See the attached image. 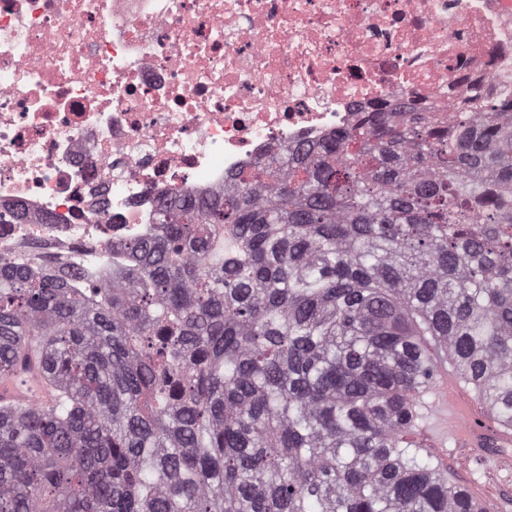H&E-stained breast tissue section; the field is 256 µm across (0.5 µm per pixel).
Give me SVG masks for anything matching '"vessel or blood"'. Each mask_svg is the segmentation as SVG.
Instances as JSON below:
<instances>
[{
    "label": "vessel or blood",
    "instance_id": "obj_1",
    "mask_svg": "<svg viewBox=\"0 0 512 512\" xmlns=\"http://www.w3.org/2000/svg\"><path fill=\"white\" fill-rule=\"evenodd\" d=\"M459 379L455 368L440 367L438 378L430 387L432 400L427 417L437 445L454 443L464 450L459 464L468 461L495 462L497 468L512 467L506 447L512 446V437L485 423L470 405L466 396L458 390ZM43 386L40 378L33 377L19 383L15 380L0 381V397L20 398L32 401L41 398Z\"/></svg>",
    "mask_w": 512,
    "mask_h": 512
}]
</instances>
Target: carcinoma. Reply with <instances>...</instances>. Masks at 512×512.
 Returning a JSON list of instances; mask_svg holds the SVG:
<instances>
[{
	"mask_svg": "<svg viewBox=\"0 0 512 512\" xmlns=\"http://www.w3.org/2000/svg\"><path fill=\"white\" fill-rule=\"evenodd\" d=\"M120 249L0 261V377L51 394L0 401V512H486L403 437L444 359L512 430L508 99L360 112Z\"/></svg>",
	"mask_w": 512,
	"mask_h": 512,
	"instance_id": "obj_1",
	"label": "carcinoma"
}]
</instances>
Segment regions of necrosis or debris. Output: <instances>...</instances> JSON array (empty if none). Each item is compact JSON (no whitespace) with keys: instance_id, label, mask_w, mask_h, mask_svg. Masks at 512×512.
<instances>
[{"instance_id":"necrosis-or-debris-1","label":"necrosis or debris","mask_w":512,"mask_h":512,"mask_svg":"<svg viewBox=\"0 0 512 512\" xmlns=\"http://www.w3.org/2000/svg\"><path fill=\"white\" fill-rule=\"evenodd\" d=\"M512 80V0H0V259L112 279V241L357 113Z\"/></svg>"}]
</instances>
